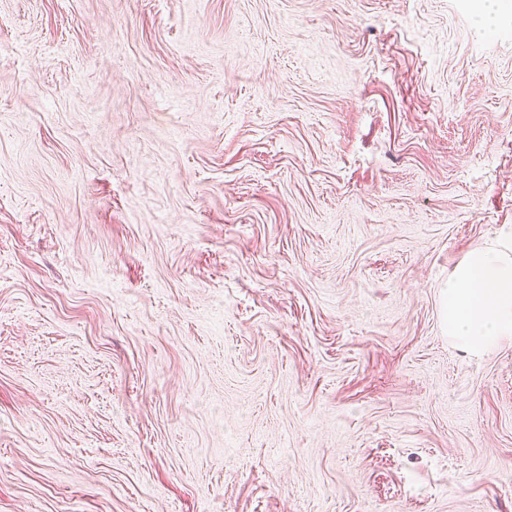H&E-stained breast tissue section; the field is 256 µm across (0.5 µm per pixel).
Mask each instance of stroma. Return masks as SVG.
Returning <instances> with one entry per match:
<instances>
[{
	"instance_id": "35a3bbf8",
	"label": "stroma",
	"mask_w": 512,
	"mask_h": 512,
	"mask_svg": "<svg viewBox=\"0 0 512 512\" xmlns=\"http://www.w3.org/2000/svg\"><path fill=\"white\" fill-rule=\"evenodd\" d=\"M0 0V512H512V7ZM443 330L472 354L512 338V242L471 251L441 289Z\"/></svg>"
}]
</instances>
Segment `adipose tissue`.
Instances as JSON below:
<instances>
[{
    "mask_svg": "<svg viewBox=\"0 0 512 512\" xmlns=\"http://www.w3.org/2000/svg\"><path fill=\"white\" fill-rule=\"evenodd\" d=\"M443 330L477 354L512 338V242L471 251L441 289Z\"/></svg>",
    "mask_w": 512,
    "mask_h": 512,
    "instance_id": "ef3b65f1",
    "label": "adipose tissue"
}]
</instances>
